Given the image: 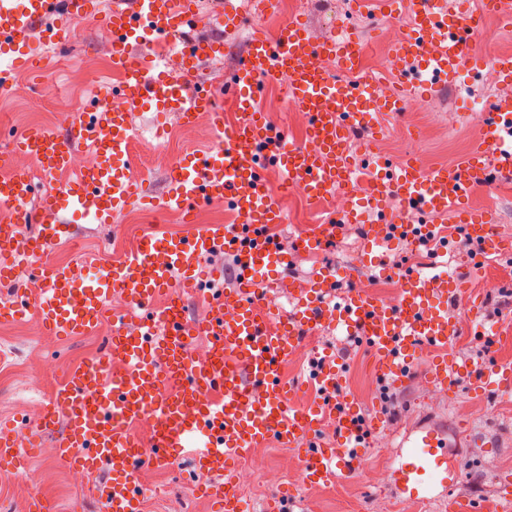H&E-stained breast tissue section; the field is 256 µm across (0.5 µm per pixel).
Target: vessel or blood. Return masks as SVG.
<instances>
[{"label":"vessel or blood","instance_id":"b4317fda","mask_svg":"<svg viewBox=\"0 0 512 512\" xmlns=\"http://www.w3.org/2000/svg\"><path fill=\"white\" fill-rule=\"evenodd\" d=\"M383 11L409 15L412 23L399 39L396 54L415 62L424 74V88L446 84L462 60L473 58L476 45L465 20L448 10L447 0H368ZM92 0H0V75L19 62L31 43L59 50L70 32L54 23V15L93 14ZM197 22L190 0H114L107 21L112 31V55L123 73L119 104L104 100L93 110H78L62 129L46 128L24 135L16 146L36 156L46 177L67 165L73 142L89 144L92 164L66 186L31 208L32 183L19 173L0 180V282L13 286L16 297L0 302V321L34 311L50 335L85 334L107 312L113 293H122L136 325L124 319L112 323L107 354L119 363V373L107 365L85 364L70 371L47 400L41 424L50 428L59 418L67 427L58 440L60 463L95 473L107 467L111 481L99 499L103 512H141L148 495L139 472L143 465H172L182 449H194L197 488L212 497L221 512H245L234 491L230 465L235 457L267 441L300 452L306 483H333L353 471L371 435L386 430L390 419L379 406L361 408L341 392L339 361L318 359L310 380L322 394L317 405L300 406L288 399L281 374L282 358L322 327L360 339L369 349L378 380L396 387L408 383L411 368L425 349L437 350L430 381L452 391L458 380L479 377L494 388L512 386V367L481 357L456 359L451 347L461 332L449 316L465 306L476 318L479 304L458 278L440 263L422 270L398 267L402 282L397 304L377 301L366 289L353 288L335 298L332 271L312 282L283 280L296 251L316 252L334 241L341 226L363 224L368 249L364 265L381 266V251L399 236L422 239L439 235L435 224H407L401 216L365 221L360 200L354 199L338 217L301 227L293 247H285L275 232L285 216L275 190L265 178L267 166L279 168L286 185L299 188L319 203L355 175L346 151L351 129L378 131L393 116L399 97L380 98L373 80L343 83L315 69L317 57H335L342 68L358 64L350 39L314 42L303 22L293 20L273 36L254 37L226 89L238 110L237 121L225 119L213 93L183 92V83L165 72V51L198 60L221 50L217 39L189 35ZM287 75V103L309 112L312 121L305 142L288 139L286 127L270 124L257 109L261 81ZM213 117L214 145L202 158L182 159L170 176L167 192L154 197L143 183L128 180L134 166L130 142L135 134L131 115L151 109L173 110L189 119L198 109ZM369 205L384 209L388 199L401 208L428 213L453 211L463 227L474 258L494 253L499 243L491 221L469 212L466 200L475 186H494L498 176L512 171V100L496 103L488 113L480 145L452 168L430 173L414 160L393 165L367 155ZM155 209L191 213L196 204L227 201L234 213L230 224H201L183 234L148 236L122 261L100 266L92 276L47 260L49 247L69 235L60 215L72 210L88 221L108 224L113 214L135 201ZM36 224L37 236L24 238L19 225ZM236 256L234 285L207 292L219 268L204 261L222 251ZM36 269L40 288L27 298L24 275ZM287 288L295 311L287 323L272 325L265 294ZM206 294L208 313L187 322L182 313L183 291ZM166 292L170 301L160 310L151 300ZM210 339V358L192 363L194 337ZM336 421V439L316 442L324 419ZM150 424L148 439L130 433L128 424ZM446 443L432 429H421L410 440L394 474V490L406 502L426 500L432 487H452L457 471L449 468ZM0 464L14 471L28 466V454L17 432L0 430ZM448 512H505L500 501L452 499Z\"/></svg>","mask_w":512,"mask_h":512}]
</instances>
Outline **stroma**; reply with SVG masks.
I'll return each mask as SVG.
<instances>
[{"instance_id": "35a3bbf8", "label": "stroma", "mask_w": 512, "mask_h": 512, "mask_svg": "<svg viewBox=\"0 0 512 512\" xmlns=\"http://www.w3.org/2000/svg\"><path fill=\"white\" fill-rule=\"evenodd\" d=\"M199 15V32L219 38L224 43L222 53L200 62L196 76L207 82L219 73L231 74L245 54L251 37L260 30L250 12H243V23L235 30H225L210 16V0H195ZM351 0H305L303 21L314 30L337 23L348 26L350 33L360 41L372 39L375 26L369 18L350 9ZM96 22L74 26L71 17L62 14L58 20L72 29V40L64 49L67 65L50 64L48 68L29 70L30 85L43 79L55 80L61 87H68L70 66L80 65L90 56L96 45L99 24L105 23L112 9V0H95ZM440 113L459 112L466 103H485L488 95L480 80L478 64H471L462 74L455 75L445 86L431 92ZM468 207L487 212L504 246L512 247V190L500 188L484 190L482 198H468ZM72 226L69 238L55 244L51 257H64L95 266L111 261L107 242L126 235L128 226L124 213H116L111 223L92 224L84 218L65 213ZM365 249V235L360 225H346L336 241L325 250L295 256L287 276L291 279L309 280L322 268L332 267L337 273V292L346 294L352 286L374 283L386 284L388 276L381 270L359 266L358 259ZM448 271L460 275L463 286L470 295L482 298L481 317L493 321L501 334L502 344L494 346L490 357L494 360L512 361V293L499 289V282L512 280V261L493 254L487 256L480 268H473L470 250L462 235H454L444 256ZM330 351L338 355L344 365L342 374L344 392L356 402L370 406L380 399V388L372 372V358L360 342L339 335L326 327L290 353L288 357L287 385L292 400L306 404L318 402L315 387L309 380V359L316 354ZM103 357L105 343H92L90 337L59 338L46 332L28 331L24 321L11 325L0 324V376L7 380L6 395L0 399V429L22 431L26 434L29 452L56 441L63 432L62 426L43 429L39 417L44 397L33 390L30 379L41 374L49 387L63 379L69 365L83 361L88 353ZM435 357L434 350H426L415 363L410 381L399 388L394 404L388 411L393 419L391 428L373 436L364 463L367 467L394 470L401 454L405 436L420 426L441 430L448 444V457L454 460L460 479L451 494L435 491L428 501L408 505L395 494L392 487L381 489L368 485L366 478L350 474L328 493L323 484H302L300 477H291L285 487L286 497L281 504L287 512H446L449 498L496 497L512 484V391L493 389L481 392L471 380L460 381L444 398L434 401L426 398L428 384L426 371ZM192 472V453H181L163 487L147 496L143 512H165L166 499L184 493ZM111 479L107 468L92 474L89 485L80 491L55 497L58 512H102L96 488Z\"/></svg>"}]
</instances>
